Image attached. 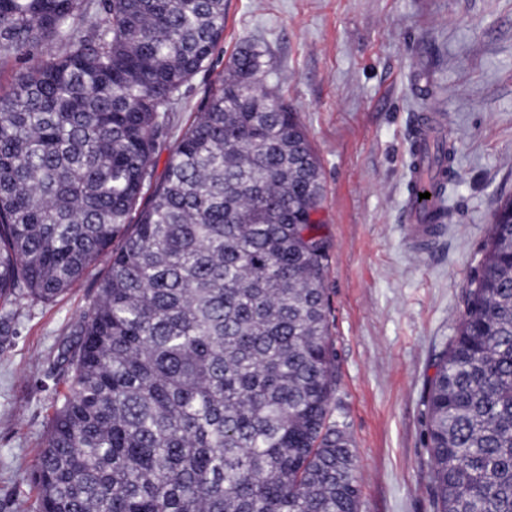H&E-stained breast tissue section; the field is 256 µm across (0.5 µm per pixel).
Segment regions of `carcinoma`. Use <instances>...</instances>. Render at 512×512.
I'll return each instance as SVG.
<instances>
[{"label":"carcinoma","instance_id":"1","mask_svg":"<svg viewBox=\"0 0 512 512\" xmlns=\"http://www.w3.org/2000/svg\"><path fill=\"white\" fill-rule=\"evenodd\" d=\"M224 0H0V304L110 266L57 357L36 512H359L320 165ZM454 145L422 158L434 198ZM424 396L433 512H512V199Z\"/></svg>","mask_w":512,"mask_h":512}]
</instances>
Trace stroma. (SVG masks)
Segmentation results:
<instances>
[{
  "mask_svg": "<svg viewBox=\"0 0 512 512\" xmlns=\"http://www.w3.org/2000/svg\"><path fill=\"white\" fill-rule=\"evenodd\" d=\"M262 54L319 159L330 240L336 411L359 460L360 512H432L423 398L501 199L512 197V0H224L216 71ZM444 116L452 218L428 253L404 228L408 146ZM109 268L60 301L27 298L0 340V512H34L31 473L56 394V364Z\"/></svg>",
  "mask_w": 512,
  "mask_h": 512,
  "instance_id": "obj_1",
  "label": "stroma"
}]
</instances>
